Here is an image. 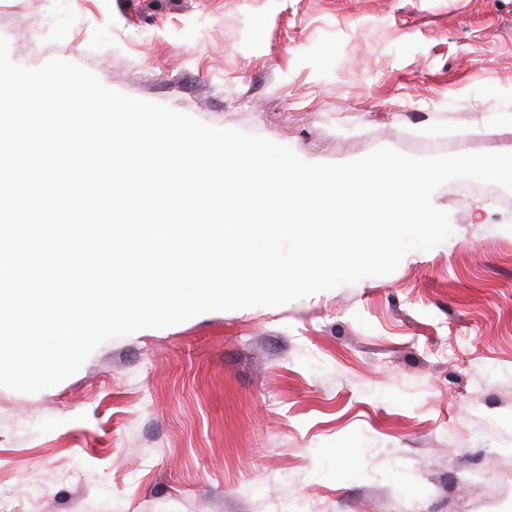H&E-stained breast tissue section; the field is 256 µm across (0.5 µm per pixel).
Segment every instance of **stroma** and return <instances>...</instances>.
<instances>
[{
  "label": "stroma",
  "instance_id": "obj_1",
  "mask_svg": "<svg viewBox=\"0 0 512 512\" xmlns=\"http://www.w3.org/2000/svg\"><path fill=\"white\" fill-rule=\"evenodd\" d=\"M12 60L313 163L512 152V0H0ZM391 274L0 387V512H512V192Z\"/></svg>",
  "mask_w": 512,
  "mask_h": 512
}]
</instances>
